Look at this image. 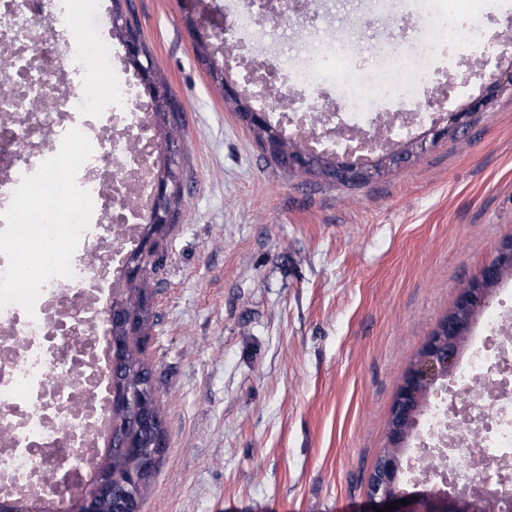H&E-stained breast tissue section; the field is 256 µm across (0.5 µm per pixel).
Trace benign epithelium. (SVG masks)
Instances as JSON below:
<instances>
[{"instance_id":"7a95c632","label":"benign epithelium","mask_w":512,"mask_h":512,"mask_svg":"<svg viewBox=\"0 0 512 512\" xmlns=\"http://www.w3.org/2000/svg\"><path fill=\"white\" fill-rule=\"evenodd\" d=\"M129 18L123 13H112V29L123 32V45L127 60L133 66L141 83L145 86L153 103L158 104L170 97L171 88L166 82L154 78L153 60L144 56L139 37L128 30ZM512 88V70L492 69L487 74V88ZM224 102L234 111L241 113V121L248 127L258 125L272 127V136L260 143V149L277 166L293 175L310 176L317 171L326 179L348 185L368 182L384 170L404 164L409 154L398 150L388 151L364 161H355L350 155L329 159L324 153H316L300 145V141L284 134L280 126H271L267 115L251 105L243 96L236 83L224 80ZM481 97L469 108L450 112L446 125L432 123L424 136L436 141L448 135V128L465 124L470 110L483 104ZM174 184L168 178L156 176L152 187L153 205L149 223L157 225L151 235L144 236L134 249L136 258H126V274L141 276L150 267L156 245L169 223V206ZM512 269V241L504 243L496 255L482 268L480 278L464 287L455 311L448 319L441 321L428 337L404 375L403 383L394 400L389 419L390 451L382 454L374 467L368 484V512L384 508L387 504L402 499L408 504L399 506L394 512H499L501 503L507 498L501 495L487 497L468 496L448 490V484L439 480L428 489L407 492L400 487L399 474L402 471L398 449L405 448L412 436L416 416L422 410L426 396L436 386H444L456 367L462 343L468 335L471 319L476 309L485 303L489 288L496 286L503 274ZM112 495V486L96 480H86L69 493L68 503L75 512H97L99 500Z\"/></svg>"}]
</instances>
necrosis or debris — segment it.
<instances>
[{
	"label": "necrosis or debris",
	"mask_w": 512,
	"mask_h": 512,
	"mask_svg": "<svg viewBox=\"0 0 512 512\" xmlns=\"http://www.w3.org/2000/svg\"><path fill=\"white\" fill-rule=\"evenodd\" d=\"M107 0H0V212L23 176L54 156L64 134L80 128L93 153L77 175L93 214L72 259L73 274L43 286L34 315L0 310V498L37 512L41 499L80 485L106 444L111 411L105 309L123 282V260L147 228L151 180L160 165L154 114L108 33L66 49L64 33L92 25ZM258 9L230 17L224 58L248 90L273 98L274 122L304 125L306 145L345 151L367 139L389 146L420 115L422 78H436L444 9H434L410 47L370 59L350 40L308 33L303 47L280 49L270 69L255 29ZM345 66L355 105L338 132V108L320 93L323 78ZM413 478L440 470L472 493L512 494V286L477 323L449 392L434 397L407 451Z\"/></svg>",
	"instance_id": "4bbe7bcc"
}]
</instances>
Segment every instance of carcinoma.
Listing matches in <instances>:
<instances>
[{
	"label": "carcinoma",
	"instance_id": "carcinoma-1",
	"mask_svg": "<svg viewBox=\"0 0 512 512\" xmlns=\"http://www.w3.org/2000/svg\"><path fill=\"white\" fill-rule=\"evenodd\" d=\"M170 110H177L173 100L170 101L169 110L159 108L155 112L160 136L166 142L181 136L182 125L169 122ZM153 275L154 270L151 269L141 279L125 280L116 299V304L139 311L146 326L150 323L152 307L144 305V301L151 297L149 283ZM112 335L126 337L127 347L120 364V379L137 390L139 401L112 408V434H122L130 447L104 449L94 476L99 480L112 478L114 489L112 499L100 501L99 512H135L142 508L154 475L145 477L141 483L132 482V477L149 468L157 471L160 460L153 459L155 449L152 443L157 434H166V423L160 402V386L156 381L148 384L143 377L144 373L153 372L144 344L139 338L130 336L127 324L118 319L112 321Z\"/></svg>",
	"mask_w": 512,
	"mask_h": 512
}]
</instances>
